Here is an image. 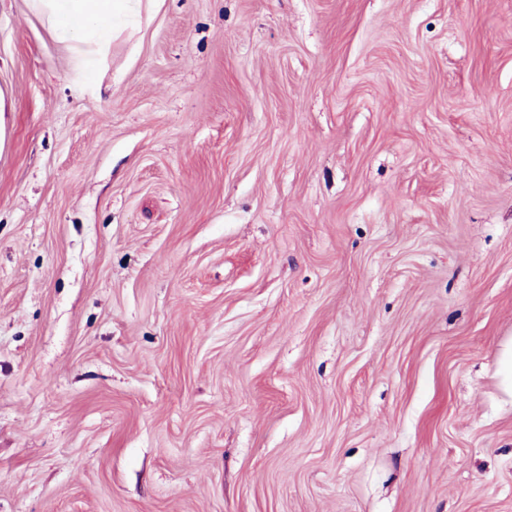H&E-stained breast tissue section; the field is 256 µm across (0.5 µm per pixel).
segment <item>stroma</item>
<instances>
[{
    "instance_id": "35a3bbf8",
    "label": "stroma",
    "mask_w": 512,
    "mask_h": 512,
    "mask_svg": "<svg viewBox=\"0 0 512 512\" xmlns=\"http://www.w3.org/2000/svg\"><path fill=\"white\" fill-rule=\"evenodd\" d=\"M0 512H512V0H157L86 90L0 0Z\"/></svg>"
}]
</instances>
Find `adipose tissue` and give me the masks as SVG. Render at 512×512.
<instances>
[{"instance_id": "1", "label": "adipose tissue", "mask_w": 512, "mask_h": 512, "mask_svg": "<svg viewBox=\"0 0 512 512\" xmlns=\"http://www.w3.org/2000/svg\"><path fill=\"white\" fill-rule=\"evenodd\" d=\"M67 54L81 84L94 77L98 57L109 47L118 25L138 17L141 0H27Z\"/></svg>"}]
</instances>
